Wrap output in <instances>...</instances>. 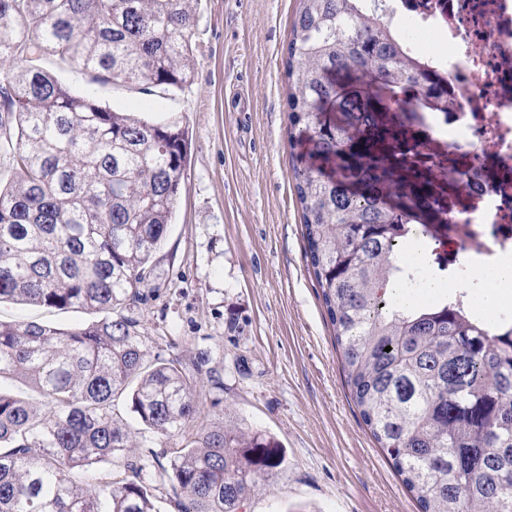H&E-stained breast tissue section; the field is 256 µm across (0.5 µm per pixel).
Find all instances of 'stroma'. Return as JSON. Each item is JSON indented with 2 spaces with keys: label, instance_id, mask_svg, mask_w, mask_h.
Returning a JSON list of instances; mask_svg holds the SVG:
<instances>
[{
  "label": "stroma",
  "instance_id": "1",
  "mask_svg": "<svg viewBox=\"0 0 512 512\" xmlns=\"http://www.w3.org/2000/svg\"><path fill=\"white\" fill-rule=\"evenodd\" d=\"M295 0H197L184 89L101 84L43 60L73 92L189 131L190 153L149 285L130 314L151 356L180 359L198 420L274 437L285 462L242 512H419L342 371L305 255L284 64ZM4 321L69 327L80 309L0 304Z\"/></svg>",
  "mask_w": 512,
  "mask_h": 512
}]
</instances>
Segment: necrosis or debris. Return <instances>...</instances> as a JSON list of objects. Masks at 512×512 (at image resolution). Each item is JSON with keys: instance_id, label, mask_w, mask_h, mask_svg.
<instances>
[{"instance_id": "4bbe7bcc", "label": "necrosis or debris", "mask_w": 512, "mask_h": 512, "mask_svg": "<svg viewBox=\"0 0 512 512\" xmlns=\"http://www.w3.org/2000/svg\"><path fill=\"white\" fill-rule=\"evenodd\" d=\"M393 40L447 79L448 109L428 113L421 145L447 148L462 198L435 261L466 279L512 259V0H381Z\"/></svg>"}]
</instances>
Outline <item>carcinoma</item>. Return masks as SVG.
Listing matches in <instances>:
<instances>
[{
  "mask_svg": "<svg viewBox=\"0 0 512 512\" xmlns=\"http://www.w3.org/2000/svg\"><path fill=\"white\" fill-rule=\"evenodd\" d=\"M285 75L289 138L320 165L294 167L313 276L351 397L421 512H512V324L458 299L388 294L413 238L448 223L442 189L411 160L414 135L384 126V97L448 102V84L393 42L359 0H295ZM190 0H0V302L81 309L62 328L0 320V512H240L284 463L278 442L234 422L199 427L168 464L138 443L115 401L158 438L182 434L199 397L176 359L151 357L137 322L149 263L184 178L185 128L70 90L44 57L99 83L181 89L194 78ZM369 76L385 96L348 92ZM329 105L340 112L327 120ZM391 351H385V347Z\"/></svg>",
  "mask_w": 512,
  "mask_h": 512,
  "instance_id": "cac0c4a2",
  "label": "carcinoma"
}]
</instances>
